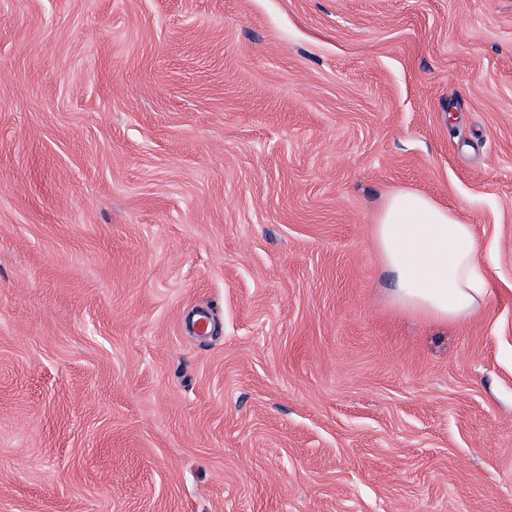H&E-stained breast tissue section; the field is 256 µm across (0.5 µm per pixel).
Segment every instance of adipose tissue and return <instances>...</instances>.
Returning a JSON list of instances; mask_svg holds the SVG:
<instances>
[{
  "mask_svg": "<svg viewBox=\"0 0 512 512\" xmlns=\"http://www.w3.org/2000/svg\"><path fill=\"white\" fill-rule=\"evenodd\" d=\"M373 239L390 277L391 302L442 324L470 320L487 304L493 284L473 225L412 191L392 193Z\"/></svg>",
  "mask_w": 512,
  "mask_h": 512,
  "instance_id": "1",
  "label": "adipose tissue"
}]
</instances>
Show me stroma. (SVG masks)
Returning <instances> with one entry per match:
<instances>
[{
	"mask_svg": "<svg viewBox=\"0 0 512 512\" xmlns=\"http://www.w3.org/2000/svg\"><path fill=\"white\" fill-rule=\"evenodd\" d=\"M0 512H512V0H0ZM373 239L390 277V300L400 309L460 324L492 295L474 225L419 193H392L374 224Z\"/></svg>",
	"mask_w": 512,
	"mask_h": 512,
	"instance_id": "stroma-1",
	"label": "stroma"
}]
</instances>
